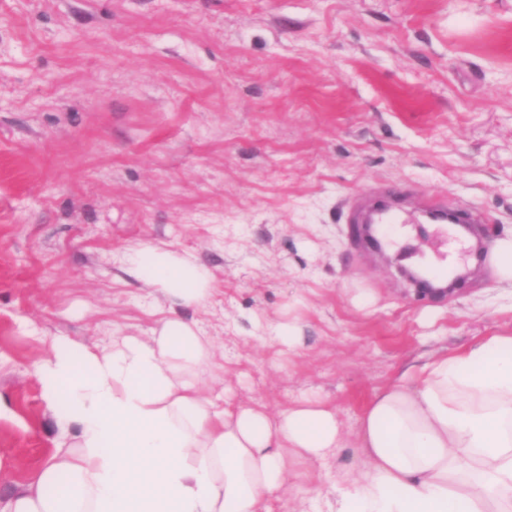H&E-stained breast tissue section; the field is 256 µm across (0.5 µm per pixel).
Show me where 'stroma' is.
<instances>
[{
    "instance_id": "1",
    "label": "stroma",
    "mask_w": 512,
    "mask_h": 512,
    "mask_svg": "<svg viewBox=\"0 0 512 512\" xmlns=\"http://www.w3.org/2000/svg\"><path fill=\"white\" fill-rule=\"evenodd\" d=\"M393 186L512 230V0H0V512L78 433L35 372L57 339L108 349L176 314L233 403L352 424L403 371L512 331L488 268L442 298L399 273L447 261L436 225L354 243L345 200ZM143 245L207 267L205 306L140 282Z\"/></svg>"
}]
</instances>
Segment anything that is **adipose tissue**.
Returning a JSON list of instances; mask_svg holds the SVG:
<instances>
[{
    "label": "adipose tissue",
    "instance_id": "adipose-tissue-1",
    "mask_svg": "<svg viewBox=\"0 0 512 512\" xmlns=\"http://www.w3.org/2000/svg\"><path fill=\"white\" fill-rule=\"evenodd\" d=\"M145 285L201 306L211 274L151 246L130 258ZM213 344L180 316L111 349L55 341L37 366L58 424L78 429L8 512H308L291 479L352 447L359 476L321 472L327 512H512V333L485 336L380 389L345 431L335 408L278 413L204 390Z\"/></svg>",
    "mask_w": 512,
    "mask_h": 512
}]
</instances>
